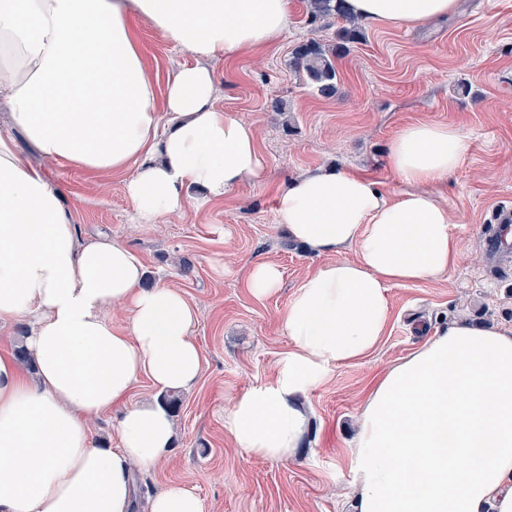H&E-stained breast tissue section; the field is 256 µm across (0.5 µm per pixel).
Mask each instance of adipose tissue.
Returning a JSON list of instances; mask_svg holds the SVG:
<instances>
[{
  "label": "adipose tissue",
  "mask_w": 512,
  "mask_h": 512,
  "mask_svg": "<svg viewBox=\"0 0 512 512\" xmlns=\"http://www.w3.org/2000/svg\"><path fill=\"white\" fill-rule=\"evenodd\" d=\"M457 0H343L375 27L410 29ZM288 0H0V98L42 158L0 132V330L27 321L37 370L0 356V512H134L133 469L166 460L175 439L160 399L129 404L134 382L159 394L192 386L202 355L194 306L176 288H143L145 270L109 238L81 240L45 163L130 172L142 224L183 212L191 188L220 199L261 169L254 126L215 105L206 61L272 42ZM149 19L196 64L158 88L130 25ZM164 107H157V99ZM472 150L458 128L406 126L387 196L348 170L317 169L278 191L276 221L323 263L290 300L291 346L274 380L230 403L224 427L249 455L285 460L306 431L303 398L338 364L373 351L391 320L390 285L447 275L463 248L430 190ZM353 251L354 259L344 258ZM128 312L125 329L104 315ZM119 409L117 446L91 418ZM358 512H512V330L449 324L374 382L356 418Z\"/></svg>",
  "instance_id": "obj_1"
}]
</instances>
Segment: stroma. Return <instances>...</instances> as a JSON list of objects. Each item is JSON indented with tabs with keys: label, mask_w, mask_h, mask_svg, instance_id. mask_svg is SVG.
<instances>
[{
	"label": "stroma",
	"mask_w": 512,
	"mask_h": 512,
	"mask_svg": "<svg viewBox=\"0 0 512 512\" xmlns=\"http://www.w3.org/2000/svg\"><path fill=\"white\" fill-rule=\"evenodd\" d=\"M289 13L287 31L272 45L209 65L217 107L256 128L259 180L206 203L190 190L183 213L139 226L126 175H91L66 161L46 167L81 238L103 233L125 244L147 286L181 289L197 310L201 373L178 392L170 458L135 474L145 502L177 483L198 495L204 512H353L354 422L374 380L457 318L512 329V266H487L481 249L496 230L493 206L512 199V0H459L455 15L413 30L362 25L361 39L335 59L339 91L332 98L319 96L290 59L299 44L336 43V27L310 21L307 0H290ZM131 23L158 86L195 64L149 20ZM274 99L283 110L271 108ZM424 121L473 137L470 155L436 187L458 218L451 231L463 247L461 262L448 275L389 287L385 335L309 394L307 430L292 458L247 455L224 428L225 410L239 393L273 380L290 345L285 310L321 264L276 223L278 191L305 172L341 166L396 195L403 185L387 166V146L399 129ZM257 261L280 269L277 294L249 292L247 270Z\"/></svg>",
	"instance_id": "stroma-1"
}]
</instances>
